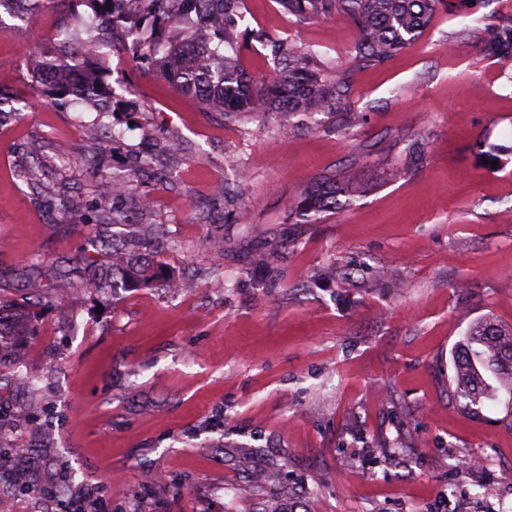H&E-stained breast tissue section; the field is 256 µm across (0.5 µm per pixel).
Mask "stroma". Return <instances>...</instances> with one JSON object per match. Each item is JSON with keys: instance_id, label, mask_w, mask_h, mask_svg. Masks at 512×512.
<instances>
[{"instance_id": "stroma-1", "label": "stroma", "mask_w": 512, "mask_h": 512, "mask_svg": "<svg viewBox=\"0 0 512 512\" xmlns=\"http://www.w3.org/2000/svg\"><path fill=\"white\" fill-rule=\"evenodd\" d=\"M241 12L252 78L274 77L271 43L306 50L346 77L358 125L335 133L332 116L317 128L297 115L286 135L275 113L227 120L119 49L108 84L130 108L100 119L50 101L31 65L51 60L71 5L0 19V89L17 111L0 123V283L20 298L36 251L46 273L83 267L101 231L17 179L36 143L55 191L82 198L136 153L156 154L138 191L173 240L150 287L39 296L21 367L0 380V491L16 512H63L84 496L101 512H255L263 493L244 492L235 466L248 454L257 468L281 464L306 512H512V405L452 397L465 330L486 316L512 327V65L467 35L511 18L512 0H441L416 42L364 68L346 21L301 19L278 0ZM164 132L183 141L180 158L161 155ZM414 142L424 156L410 168ZM346 163L350 204L301 222L302 194ZM392 166L406 175L388 180ZM256 251L275 275L215 287ZM330 262L343 283L315 280ZM171 274L184 280L175 295ZM62 304L74 322L59 319ZM22 447L41 459L40 483L14 456ZM470 456L481 471L458 466ZM116 474L126 493L112 490Z\"/></svg>"}]
</instances>
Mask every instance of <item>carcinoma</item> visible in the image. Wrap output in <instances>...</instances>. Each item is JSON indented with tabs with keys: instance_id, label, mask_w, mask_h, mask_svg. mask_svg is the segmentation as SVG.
<instances>
[{
	"instance_id": "cac0c4a2",
	"label": "carcinoma",
	"mask_w": 512,
	"mask_h": 512,
	"mask_svg": "<svg viewBox=\"0 0 512 512\" xmlns=\"http://www.w3.org/2000/svg\"><path fill=\"white\" fill-rule=\"evenodd\" d=\"M52 0H0V10L32 14ZM82 4L90 14L82 27L69 32L56 49L54 61L41 68V84L52 100L69 99L97 112L113 111V100L104 92L102 57L93 47L97 33L107 31L112 43H127L132 54L151 63L164 74L176 91L195 97L207 109L234 120H249L266 112L310 120L320 114L342 116L349 127L357 124V113L345 111L348 86L319 69L311 55L288 49L278 62L273 80L256 87L241 67L236 54L240 34L237 20L242 0H181L208 27L209 41L224 45L227 52L208 48L200 55L195 37L180 27V18L168 5L173 0H70ZM288 13L302 19L336 16L358 30L356 61L361 65L382 64L415 42L432 22L438 0H280ZM469 37L480 41L484 51L505 62L512 61V18L502 20L490 33L478 31ZM153 172L151 157L139 156L128 174L97 182L90 218L101 224L122 228L129 224L125 199H135L143 230L135 237L120 233L100 243L111 258L112 285L141 288L152 285L155 272L138 249L158 250L166 240L162 225L150 222L152 202L136 197L137 182ZM354 197L351 166L343 165L322 175L302 196L297 214L306 224H318L324 213L341 209ZM29 287H47L58 295L73 287L65 272L51 275L44 284L38 278ZM39 313L16 300L0 299V353L18 336H30ZM454 395L477 405L491 393L502 391L512 398V330L491 318L473 323L456 345L454 354ZM252 488H264L279 479L274 470L256 469L246 458L239 460ZM299 500L294 489L280 486L266 497L257 512H297Z\"/></svg>"
}]
</instances>
